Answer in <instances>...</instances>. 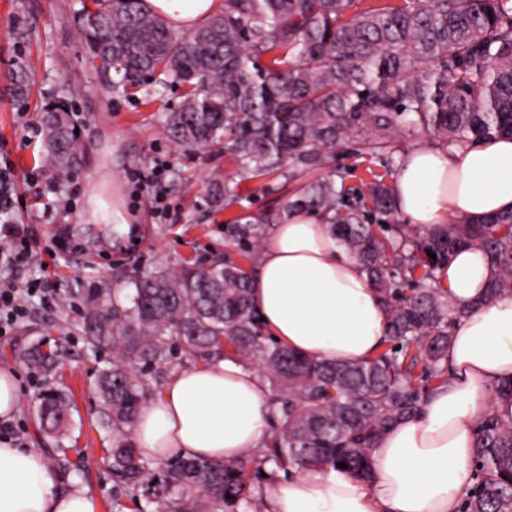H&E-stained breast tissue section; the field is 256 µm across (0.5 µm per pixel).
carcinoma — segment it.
Instances as JSON below:
<instances>
[{
	"label": "carcinoma",
	"instance_id": "cac0c4a2",
	"mask_svg": "<svg viewBox=\"0 0 512 512\" xmlns=\"http://www.w3.org/2000/svg\"><path fill=\"white\" fill-rule=\"evenodd\" d=\"M224 0V9L189 35L171 30L144 0H95L81 34L102 74L126 90L151 74L184 85L167 131L183 147L224 144L234 173L210 182L217 208L245 199L241 184L277 174L290 199L254 219L235 214L224 236L239 259L210 266H160L127 279L128 291L96 290L86 309L88 344L112 363L96 388L112 430L107 460L118 490L113 512H264L266 466L285 472L347 465L366 479L371 450L398 421L422 410L448 381L445 354L465 310L453 306L439 271L454 253L479 247L491 276L487 296L512 294V210L481 223L452 218L438 231L402 224L392 178L399 142L418 132L443 148L512 137V0ZM11 94L28 102L22 68ZM61 100L42 108L46 156L61 174L80 144ZM359 136L383 172L345 187L336 149ZM305 210L329 225L367 274L386 311L383 346L368 360L337 362L297 353L265 334L251 306L252 256L265 225ZM434 253L432 259L428 253ZM232 355L256 370L271 394V433L263 448L222 463L152 461L132 436L155 396L142 369L176 360L203 365ZM33 368H55L35 348ZM70 405L48 387L37 398L43 429L59 432ZM253 471H248V467ZM476 482L463 512H512V420L489 412L478 429ZM159 487L149 497L144 491Z\"/></svg>",
	"mask_w": 512,
	"mask_h": 512
}]
</instances>
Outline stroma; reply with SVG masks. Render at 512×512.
<instances>
[{"mask_svg": "<svg viewBox=\"0 0 512 512\" xmlns=\"http://www.w3.org/2000/svg\"><path fill=\"white\" fill-rule=\"evenodd\" d=\"M91 0H0V175L9 179V223L0 224V245L27 237L29 264L10 269L9 279H35L41 294L8 335L0 336V368L14 370L21 401L10 421L19 443L46 459L64 455L71 463L67 483L86 490L99 512H112L115 487L106 459L112 431L103 423L95 391L109 351L84 338L86 292L116 288L131 275L156 266H177L227 252L225 213L214 211L208 183L228 172L224 149L193 151L167 135L166 121L181 101L182 88L153 96L127 94L92 65L81 34ZM27 64L31 95L13 101L9 76ZM64 97L81 138V160L67 177L44 157L39 113L43 102ZM165 170L170 188L154 199L135 175ZM57 350L48 374L25 362L36 345ZM71 399L66 435L45 432L35 411L44 386Z\"/></svg>", "mask_w": 512, "mask_h": 512, "instance_id": "1", "label": "stroma"}]
</instances>
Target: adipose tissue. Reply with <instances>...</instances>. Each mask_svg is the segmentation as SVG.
<instances>
[{
    "label": "adipose tissue",
    "instance_id": "obj_1",
    "mask_svg": "<svg viewBox=\"0 0 512 512\" xmlns=\"http://www.w3.org/2000/svg\"><path fill=\"white\" fill-rule=\"evenodd\" d=\"M178 30L197 28L220 0H144ZM404 221L433 231L453 217L475 222L512 209V138L404 153L393 182ZM489 267L463 248L440 273L454 305L467 308L448 346L449 379L422 411L376 444L369 480L342 469L275 477L267 512H460L474 483L476 432L488 413L512 419V294L487 299ZM252 306L270 336L312 358L363 361L386 332L384 308L359 264L323 221L292 212L275 225L255 263ZM270 391L233 358L173 371L141 409L134 439L157 460L239 458L263 446ZM0 512H98L85 491L66 486L42 454L0 443Z\"/></svg>",
    "mask_w": 512,
    "mask_h": 512
}]
</instances>
